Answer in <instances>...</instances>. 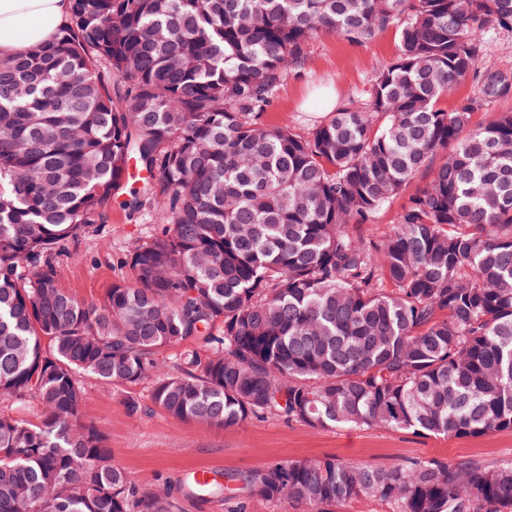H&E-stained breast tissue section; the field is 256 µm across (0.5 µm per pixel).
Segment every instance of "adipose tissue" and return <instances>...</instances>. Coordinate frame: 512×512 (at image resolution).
<instances>
[{
	"label": "adipose tissue",
	"mask_w": 512,
	"mask_h": 512,
	"mask_svg": "<svg viewBox=\"0 0 512 512\" xmlns=\"http://www.w3.org/2000/svg\"><path fill=\"white\" fill-rule=\"evenodd\" d=\"M70 12V0H0V57L52 40Z\"/></svg>",
	"instance_id": "adipose-tissue-1"
}]
</instances>
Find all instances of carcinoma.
Here are the masks:
<instances>
[{
  "label": "carcinoma",
  "mask_w": 512,
  "mask_h": 512,
  "mask_svg": "<svg viewBox=\"0 0 512 512\" xmlns=\"http://www.w3.org/2000/svg\"><path fill=\"white\" fill-rule=\"evenodd\" d=\"M389 28L366 96L306 134L260 121L317 36ZM491 31L512 0H71L54 39L0 59V402L38 408L0 411V512L180 510L81 421L80 374L149 380L152 406L216 427L512 429V114L473 124L512 95ZM131 160L148 180L121 201ZM425 168L388 233H356ZM116 200L160 230L81 301L58 257ZM243 483L307 512H512V459L284 461ZM335 512H391L389 506L368 497H357L337 505Z\"/></svg>",
  "instance_id": "carcinoma-1"
}]
</instances>
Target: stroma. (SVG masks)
I'll return each mask as SVG.
<instances>
[{"label": "stroma", "mask_w": 512, "mask_h": 512, "mask_svg": "<svg viewBox=\"0 0 512 512\" xmlns=\"http://www.w3.org/2000/svg\"><path fill=\"white\" fill-rule=\"evenodd\" d=\"M398 51L392 28L367 46L332 34L320 36L309 45L301 72L290 75L273 98L263 122L309 131L328 118L330 108L368 90L375 66L390 62ZM152 229L143 217L113 206L107 223L79 239L77 258L60 257L62 284L78 298H100L113 282L127 278L123 252ZM79 383L86 393L83 420L95 424L114 462L137 484L165 485L177 494L194 471L204 468L224 483L223 497L183 499V512H293L288 504L249 497L238 480L279 461L334 457L388 465L418 458L451 464L512 458V430L448 438L380 428L314 430L275 417L227 429L202 427L148 408L150 381L121 390L88 376ZM126 396L144 403V410L128 412L122 403Z\"/></svg>", "instance_id": "obj_1"}]
</instances>
